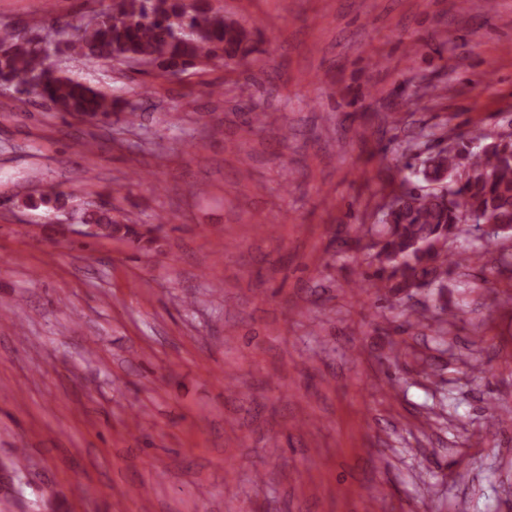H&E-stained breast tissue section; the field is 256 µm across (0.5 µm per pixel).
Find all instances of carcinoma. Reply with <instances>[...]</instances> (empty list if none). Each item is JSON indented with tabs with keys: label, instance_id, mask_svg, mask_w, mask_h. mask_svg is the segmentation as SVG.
<instances>
[{
	"label": "carcinoma",
	"instance_id": "cac0c4a2",
	"mask_svg": "<svg viewBox=\"0 0 512 512\" xmlns=\"http://www.w3.org/2000/svg\"><path fill=\"white\" fill-rule=\"evenodd\" d=\"M57 35L53 42L34 41L0 31V79L32 86L61 116L80 113L100 128L112 125L119 102L64 73H52L44 65L51 54L120 65L142 59L170 75L179 65L189 69L202 60H244L254 52L247 27L185 0H118L98 13L94 27L75 35L61 28ZM448 141L452 146L433 152L428 165L409 164L389 180L399 189L388 194L391 206L367 229L366 244L343 240L350 249L368 251L364 279L399 300L433 283L445 287L456 270L476 269L491 244L500 247V262L512 266V139L485 134L476 149L461 137ZM70 200L52 190L39 197V204L56 209ZM71 210L81 223L97 225L101 237L156 243L110 210L81 204Z\"/></svg>",
	"mask_w": 512,
	"mask_h": 512
}]
</instances>
